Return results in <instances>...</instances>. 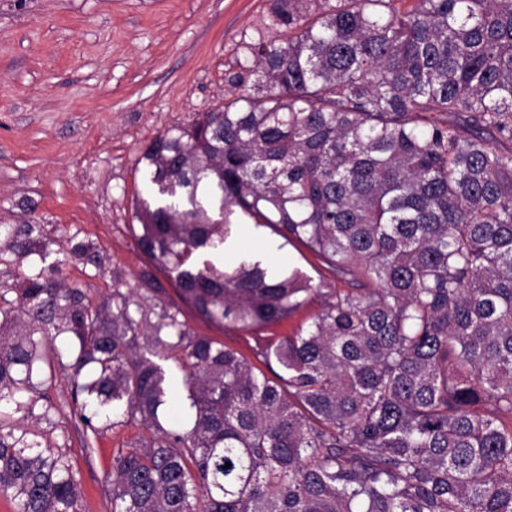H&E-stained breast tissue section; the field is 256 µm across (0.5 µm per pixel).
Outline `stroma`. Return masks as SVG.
Masks as SVG:
<instances>
[{
    "instance_id": "35a3bbf8",
    "label": "stroma",
    "mask_w": 512,
    "mask_h": 512,
    "mask_svg": "<svg viewBox=\"0 0 512 512\" xmlns=\"http://www.w3.org/2000/svg\"><path fill=\"white\" fill-rule=\"evenodd\" d=\"M272 0H0V220L19 218L22 198L59 228L73 225L135 280L146 261L127 229L142 148L222 103L241 41L270 34ZM255 229L240 250L276 244L274 261L320 278L301 245L279 246ZM315 298L260 334L225 331L244 355L317 313ZM136 426L109 433L93 453L72 443L83 512H112L108 475Z\"/></svg>"
}]
</instances>
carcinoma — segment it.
Returning <instances> with one entry per match:
<instances>
[{"instance_id":"cac0c4a2","label":"carcinoma","mask_w":512,"mask_h":512,"mask_svg":"<svg viewBox=\"0 0 512 512\" xmlns=\"http://www.w3.org/2000/svg\"><path fill=\"white\" fill-rule=\"evenodd\" d=\"M272 11L239 94L141 151L135 285L77 227L0 224L17 512H82L70 429L89 454L128 425L147 435L113 457L112 512H512V0ZM237 219L354 287L224 265ZM315 296L255 353L273 379L189 323L257 333Z\"/></svg>"}]
</instances>
